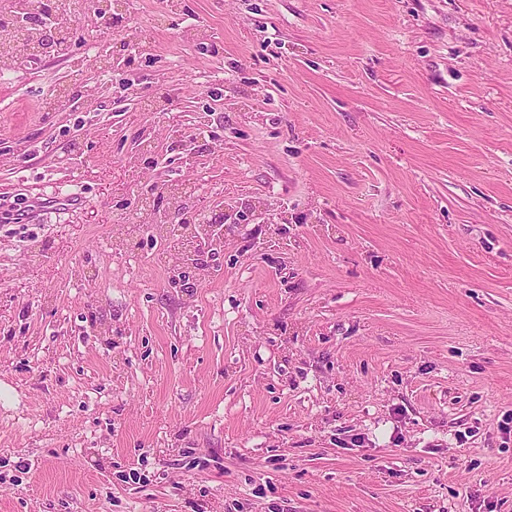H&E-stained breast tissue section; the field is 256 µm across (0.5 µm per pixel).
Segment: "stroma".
<instances>
[{"label": "stroma", "instance_id": "stroma-1", "mask_svg": "<svg viewBox=\"0 0 512 512\" xmlns=\"http://www.w3.org/2000/svg\"><path fill=\"white\" fill-rule=\"evenodd\" d=\"M124 22L0 75V512H512V0ZM159 178L224 198L188 290L128 230Z\"/></svg>", "mask_w": 512, "mask_h": 512}]
</instances>
